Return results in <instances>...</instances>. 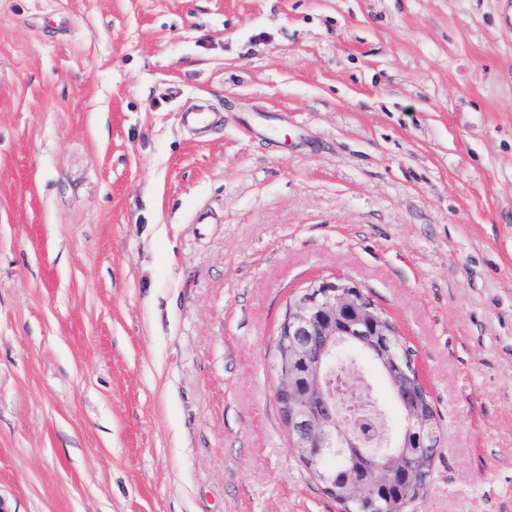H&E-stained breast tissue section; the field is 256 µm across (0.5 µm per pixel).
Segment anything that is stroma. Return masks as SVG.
Returning a JSON list of instances; mask_svg holds the SVG:
<instances>
[{"mask_svg":"<svg viewBox=\"0 0 512 512\" xmlns=\"http://www.w3.org/2000/svg\"><path fill=\"white\" fill-rule=\"evenodd\" d=\"M334 277L436 414L408 512H512L504 0H0V512H341L274 400Z\"/></svg>","mask_w":512,"mask_h":512,"instance_id":"1","label":"stroma"}]
</instances>
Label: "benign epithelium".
I'll list each match as a JSON object with an SVG mask.
<instances>
[{"label": "benign epithelium", "instance_id": "benign-epithelium-1", "mask_svg": "<svg viewBox=\"0 0 512 512\" xmlns=\"http://www.w3.org/2000/svg\"><path fill=\"white\" fill-rule=\"evenodd\" d=\"M374 309L363 289L350 281L336 278L313 283L289 306L285 334L291 360L277 373V383L288 389L286 426L293 442L300 446L299 452L314 456L340 448L344 458L340 471L324 474L321 479L333 485L339 482L361 495L368 493L374 481L414 476L416 458L409 451L410 437L426 428V421L413 411V394L400 385L391 395L405 423L386 446H369L370 430H351L337 419L330 388L336 352L360 347L376 356L389 352L388 339L372 343L360 339L362 326L373 321Z\"/></svg>", "mask_w": 512, "mask_h": 512}]
</instances>
